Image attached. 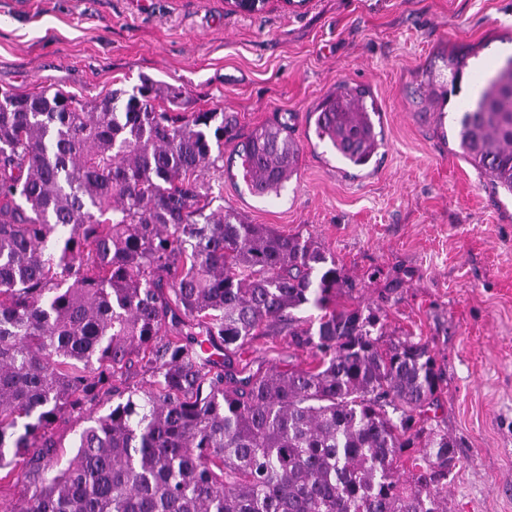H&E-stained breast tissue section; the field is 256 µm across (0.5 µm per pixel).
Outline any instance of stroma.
I'll return each instance as SVG.
<instances>
[{
  "mask_svg": "<svg viewBox=\"0 0 512 512\" xmlns=\"http://www.w3.org/2000/svg\"><path fill=\"white\" fill-rule=\"evenodd\" d=\"M467 56L445 108L422 97L448 54ZM512 57V0H270L255 15L225 0H0V91L78 100L131 93L141 78L180 111L217 109L225 158L260 126L285 123L301 148L279 197L252 195L238 169L221 206L249 224L312 239L356 283L345 305L377 311L383 342L428 345L443 384L425 416L459 462L448 512H512V197L454 152L447 135L476 74ZM368 88L383 145L372 162L336 159L314 109L337 83ZM235 361L251 372L306 367L286 333Z\"/></svg>",
  "mask_w": 512,
  "mask_h": 512,
  "instance_id": "35a3bbf8",
  "label": "stroma"
}]
</instances>
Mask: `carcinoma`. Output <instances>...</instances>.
<instances>
[{"mask_svg":"<svg viewBox=\"0 0 512 512\" xmlns=\"http://www.w3.org/2000/svg\"><path fill=\"white\" fill-rule=\"evenodd\" d=\"M368 95L339 82L316 108L317 138L354 167L383 145ZM156 99L147 83L122 107L0 92V469L27 482L4 512H448L454 442L416 421L442 383L427 345L384 346L375 312L329 308L353 285L312 240L213 208L231 129ZM454 140L512 197V58ZM238 156L251 193L277 197L300 148L277 123ZM278 326L308 367L247 375L227 357ZM84 411L62 463L53 427Z\"/></svg>","mask_w":512,"mask_h":512,"instance_id":"cac0c4a2","label":"carcinoma"}]
</instances>
